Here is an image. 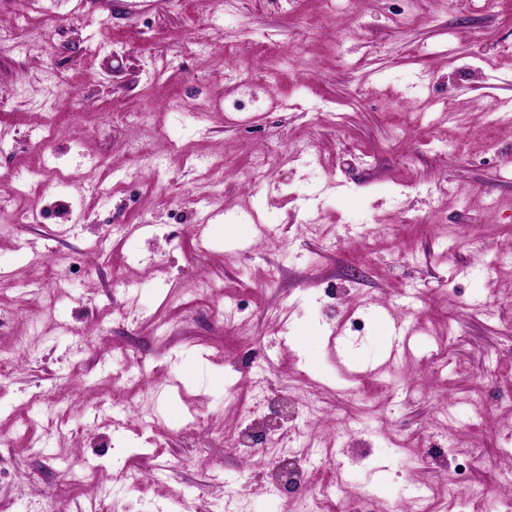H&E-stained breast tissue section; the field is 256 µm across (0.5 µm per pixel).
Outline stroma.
I'll return each instance as SVG.
<instances>
[{"instance_id": "1", "label": "stroma", "mask_w": 512, "mask_h": 512, "mask_svg": "<svg viewBox=\"0 0 512 512\" xmlns=\"http://www.w3.org/2000/svg\"><path fill=\"white\" fill-rule=\"evenodd\" d=\"M126 4L95 16L82 0H0V31L23 17L42 41L0 47V346L30 340L0 379V512L57 498L63 512H223L239 489L250 512H300L301 493H268L273 448L250 467L226 445L256 384L287 442L343 449L338 512H388L419 486L440 512L456 473L479 493L452 512H499L512 500L498 481L512 469V126L492 110L512 105V0ZM270 47L291 61L272 85ZM141 112L165 126L140 128ZM138 145L166 165L125 178ZM259 152L272 168L256 177ZM28 169L65 183L33 223L12 179ZM210 178L224 192L202 215L187 189ZM35 254L61 287L37 326ZM127 277L135 294L115 286ZM201 278L218 293L199 295ZM396 318L414 334L392 360ZM302 374L306 391H283ZM48 391L61 431L35 454ZM309 393L327 422L307 415ZM144 404L166 447L127 430ZM348 417L360 428L336 435ZM126 469L142 489L117 482Z\"/></svg>"}]
</instances>
